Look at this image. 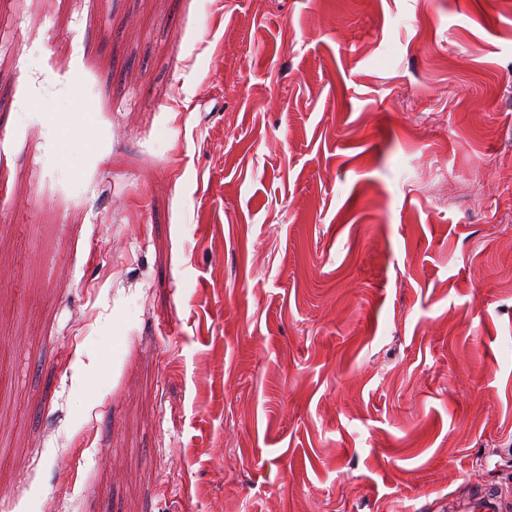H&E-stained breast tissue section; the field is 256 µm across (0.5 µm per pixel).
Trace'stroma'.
Masks as SVG:
<instances>
[{
  "label": "stroma",
  "instance_id": "35a3bbf8",
  "mask_svg": "<svg viewBox=\"0 0 512 512\" xmlns=\"http://www.w3.org/2000/svg\"><path fill=\"white\" fill-rule=\"evenodd\" d=\"M0 396V512L512 504V4L0 0Z\"/></svg>",
  "mask_w": 512,
  "mask_h": 512
}]
</instances>
